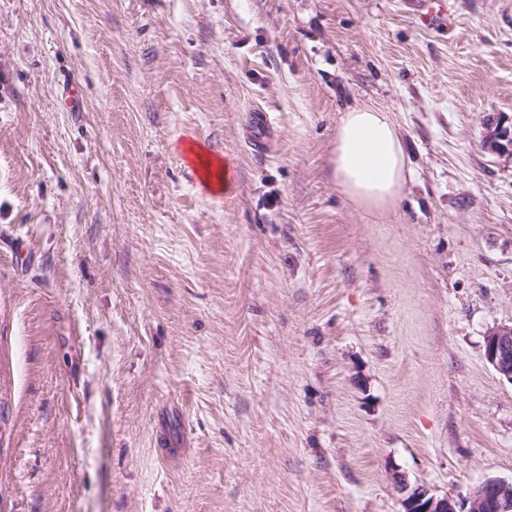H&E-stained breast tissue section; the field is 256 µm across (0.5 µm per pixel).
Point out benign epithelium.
Listing matches in <instances>:
<instances>
[{
    "instance_id": "1",
    "label": "benign epithelium",
    "mask_w": 512,
    "mask_h": 512,
    "mask_svg": "<svg viewBox=\"0 0 512 512\" xmlns=\"http://www.w3.org/2000/svg\"><path fill=\"white\" fill-rule=\"evenodd\" d=\"M493 149L512 146V130L488 124ZM487 363L503 379L512 383V325H500L484 336ZM390 480L400 493V512H512V478L488 477L475 486L464 505L447 494L440 495L429 486L412 483L400 470L390 473Z\"/></svg>"
}]
</instances>
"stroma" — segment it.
<instances>
[{"instance_id": "35a3bbf8", "label": "stroma", "mask_w": 512, "mask_h": 512, "mask_svg": "<svg viewBox=\"0 0 512 512\" xmlns=\"http://www.w3.org/2000/svg\"><path fill=\"white\" fill-rule=\"evenodd\" d=\"M361 106L413 172L382 219L333 176ZM492 117L512 0H0V512H399L394 469L511 478ZM250 122L255 133L252 141L253 151L258 155H262L266 145V132L270 127L269 115L266 112H253ZM484 356L500 377L512 383V325H500L487 331Z\"/></svg>"}]
</instances>
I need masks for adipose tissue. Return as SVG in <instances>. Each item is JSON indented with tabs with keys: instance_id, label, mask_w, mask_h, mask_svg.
I'll return each instance as SVG.
<instances>
[{
	"instance_id": "adipose-tissue-1",
	"label": "adipose tissue",
	"mask_w": 512,
	"mask_h": 512,
	"mask_svg": "<svg viewBox=\"0 0 512 512\" xmlns=\"http://www.w3.org/2000/svg\"><path fill=\"white\" fill-rule=\"evenodd\" d=\"M334 173L354 206L382 216L396 205L411 170L386 113L368 107L344 112L336 133Z\"/></svg>"
}]
</instances>
